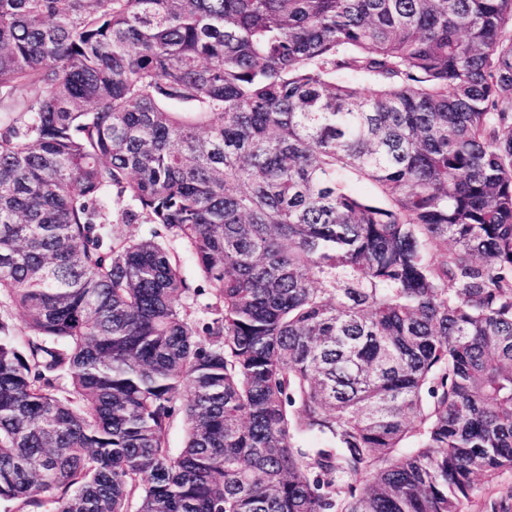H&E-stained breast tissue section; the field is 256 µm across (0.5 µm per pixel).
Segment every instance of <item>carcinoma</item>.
Segmentation results:
<instances>
[{
	"mask_svg": "<svg viewBox=\"0 0 512 512\" xmlns=\"http://www.w3.org/2000/svg\"><path fill=\"white\" fill-rule=\"evenodd\" d=\"M3 303L6 512H464L512 470V0H0Z\"/></svg>",
	"mask_w": 512,
	"mask_h": 512,
	"instance_id": "carcinoma-1",
	"label": "carcinoma"
}]
</instances>
